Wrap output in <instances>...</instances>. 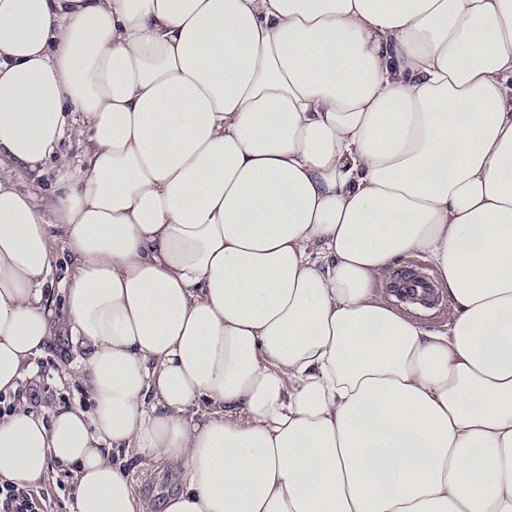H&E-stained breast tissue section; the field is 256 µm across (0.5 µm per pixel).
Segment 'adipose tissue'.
<instances>
[{"mask_svg":"<svg viewBox=\"0 0 512 512\" xmlns=\"http://www.w3.org/2000/svg\"><path fill=\"white\" fill-rule=\"evenodd\" d=\"M62 163L38 203L12 175ZM0 414L71 512H512V0H0ZM74 257L55 298L56 240ZM425 256L452 319L378 295ZM75 131L69 137L65 138L60 144L57 155L49 161L43 168L40 176L25 175L22 178L21 187L35 193L39 201H45L49 198L54 182L58 176L57 158L66 157L70 162L77 163L81 159L83 135L78 134L79 126H75ZM52 336L44 354L38 358L36 371L19 384L17 393L5 398L1 408L13 407L21 400L34 412H47L56 406L88 407L81 383L72 377L71 367L84 355L70 344L67 325L60 315L52 326ZM125 466L136 492L151 504L160 503L178 489L177 478L168 468L140 466L137 458L130 459Z\"/></svg>","mask_w":512,"mask_h":512,"instance_id":"obj_1","label":"adipose tissue"}]
</instances>
